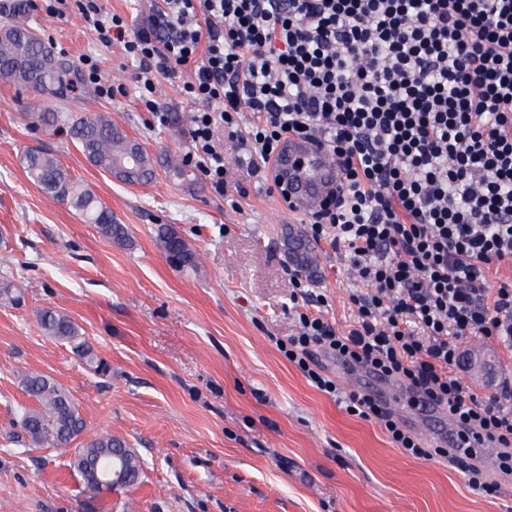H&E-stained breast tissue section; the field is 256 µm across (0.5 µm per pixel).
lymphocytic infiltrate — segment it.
I'll return each mask as SVG.
<instances>
[{
    "instance_id": "1",
    "label": "lymphocytic infiltrate",
    "mask_w": 512,
    "mask_h": 512,
    "mask_svg": "<svg viewBox=\"0 0 512 512\" xmlns=\"http://www.w3.org/2000/svg\"><path fill=\"white\" fill-rule=\"evenodd\" d=\"M74 2L102 46L136 62L146 111L158 110V77L187 72L186 160L215 192L228 148L284 202L273 161L288 140L335 157L339 190L307 222L348 253L364 285L350 296L357 320L341 331L299 313L284 355L335 398L317 353L443 404L462 435L494 450L497 478L473 455L423 445L369 393L341 396L407 456L447 460L472 491L498 495L512 480V388L483 397L452 370L467 336L512 357V282L488 280L512 267V0H163L134 32L99 0Z\"/></svg>"
}]
</instances>
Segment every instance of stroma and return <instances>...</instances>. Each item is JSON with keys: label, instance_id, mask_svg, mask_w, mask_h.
<instances>
[{"label": "stroma", "instance_id": "obj_1", "mask_svg": "<svg viewBox=\"0 0 512 512\" xmlns=\"http://www.w3.org/2000/svg\"><path fill=\"white\" fill-rule=\"evenodd\" d=\"M33 15L57 55L75 66L95 58L125 91L108 99L82 81L74 97L60 99L0 81V278L24 290L22 306L0 307V512H86L89 493L70 466L81 441L46 448L13 439L33 404L21 382L28 373L64 384L87 433L110 432L142 459L140 481L102 494L98 512H512V486L484 497L447 461L403 454L279 351L303 309L291 296L283 235L308 227L267 193L263 174L229 162L223 196L190 164L182 178L160 166L147 184L126 185L92 166L71 139L70 117L108 112L152 155L185 156L182 77L160 78L167 119L157 121L137 99L135 65L120 45H99L76 11ZM36 112L59 113L60 122L40 126L30 119ZM35 147L55 153L111 209L129 244L101 236L29 181L22 156ZM161 224L196 248V270L176 268L157 249ZM310 247L309 291L325 295V317L346 328L360 283L345 251ZM48 307L81 326L107 375L43 335L37 313ZM461 351L492 362L481 378L461 363L458 374L475 393L512 382V359L497 345L471 337Z\"/></svg>", "mask_w": 512, "mask_h": 512}]
</instances>
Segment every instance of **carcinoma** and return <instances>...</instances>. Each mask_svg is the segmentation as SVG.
<instances>
[{
    "mask_svg": "<svg viewBox=\"0 0 512 512\" xmlns=\"http://www.w3.org/2000/svg\"><path fill=\"white\" fill-rule=\"evenodd\" d=\"M31 10L32 0H0V81L42 96L61 97L75 87L77 74L72 64L56 55L37 34ZM70 135L91 165L119 181L139 185L152 180L156 169L154 156L113 123L110 113L73 119ZM22 163L29 180L42 192L78 210L102 236L117 244H128L125 226L114 220L112 211L91 189L72 179L55 154L30 148L23 154ZM156 240L158 249L178 268L198 267L199 254L173 227L162 225ZM283 246L294 267L305 270L314 264L310 247L300 237L285 234ZM23 302L21 286L1 278L0 306L19 307ZM37 320L44 335L67 343L95 371H107V364L70 316L45 308L38 313ZM22 385L36 402L35 407L23 409L21 415V428L29 444L62 448L85 432L86 423L68 388L43 374L25 376ZM117 449L125 450L122 466L131 474V480L137 481L143 473L140 456L125 440L110 432L85 440L73 457V469L95 497L112 492L113 486L106 478L112 474V452Z\"/></svg>",
    "mask_w": 512,
    "mask_h": 512,
    "instance_id": "carcinoma-1",
    "label": "carcinoma"
}]
</instances>
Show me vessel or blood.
Returning a JSON list of instances; mask_svg holds the SVG:
<instances>
[{"mask_svg": "<svg viewBox=\"0 0 512 512\" xmlns=\"http://www.w3.org/2000/svg\"><path fill=\"white\" fill-rule=\"evenodd\" d=\"M276 168L288 188L293 205L300 212L317 209L328 191L338 182V170L334 161L317 145L308 141H289L278 157ZM372 392L387 404L434 418L439 424L434 436L435 442L452 449L457 447L456 426L447 411L431 399L401 391L392 380L379 377L374 380Z\"/></svg>", "mask_w": 512, "mask_h": 512, "instance_id": "1", "label": "vessel or blood"}]
</instances>
